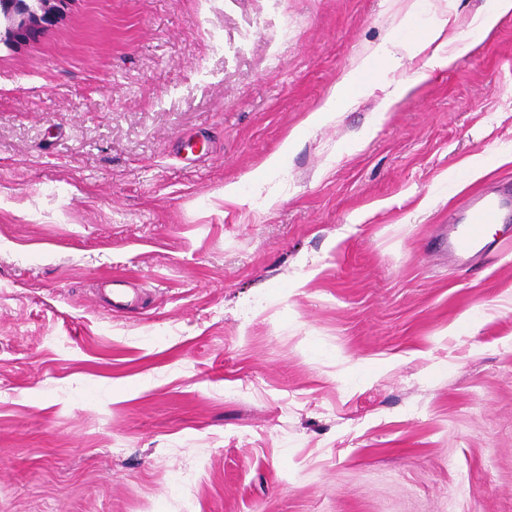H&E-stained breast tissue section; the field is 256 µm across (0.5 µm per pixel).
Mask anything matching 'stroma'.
<instances>
[{
	"label": "stroma",
	"mask_w": 512,
	"mask_h": 512,
	"mask_svg": "<svg viewBox=\"0 0 512 512\" xmlns=\"http://www.w3.org/2000/svg\"><path fill=\"white\" fill-rule=\"evenodd\" d=\"M432 2L454 62L317 126L406 0H65L0 41V512H512V221L439 247L512 186V15ZM512 12L511 0H491V8L480 18L476 30L486 37L504 15ZM460 209L463 213L461 227L451 224L448 235L442 238L444 249L461 259L473 253H485L492 244L485 238V227L503 224L512 215V194L484 192L465 197Z\"/></svg>",
	"instance_id": "stroma-1"
}]
</instances>
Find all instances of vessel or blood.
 <instances>
[{
  "label": "vessel or blood",
  "instance_id": "1",
  "mask_svg": "<svg viewBox=\"0 0 512 512\" xmlns=\"http://www.w3.org/2000/svg\"><path fill=\"white\" fill-rule=\"evenodd\" d=\"M460 209L463 213L461 224L450 225L442 243L448 252L464 259L471 254L490 250L491 244L485 238V228L503 223L512 215V194L488 191L473 194L462 200Z\"/></svg>",
  "mask_w": 512,
  "mask_h": 512
}]
</instances>
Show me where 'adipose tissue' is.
I'll return each mask as SVG.
<instances>
[{"instance_id": "obj_1", "label": "adipose tissue", "mask_w": 512, "mask_h": 512, "mask_svg": "<svg viewBox=\"0 0 512 512\" xmlns=\"http://www.w3.org/2000/svg\"><path fill=\"white\" fill-rule=\"evenodd\" d=\"M447 25V18L438 16L430 25L418 30L412 41L392 38L376 47L342 78L337 90L331 92L324 105L308 115L307 125H319L334 114L342 112L356 95L374 87L380 62H388L394 70L400 68L404 58L417 56L429 44L440 38Z\"/></svg>"}]
</instances>
